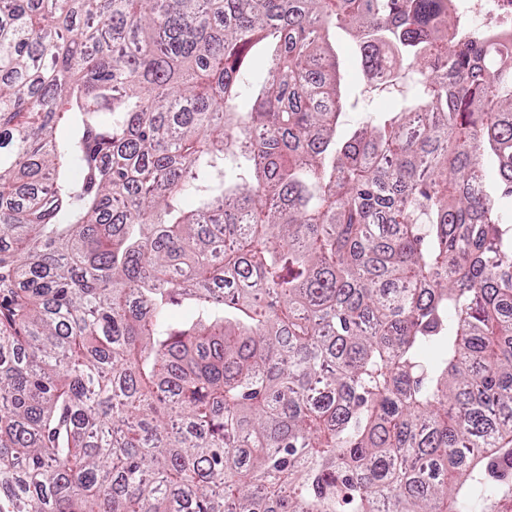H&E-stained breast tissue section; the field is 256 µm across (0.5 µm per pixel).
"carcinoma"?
Masks as SVG:
<instances>
[{
    "label": "carcinoma",
    "instance_id": "obj_1",
    "mask_svg": "<svg viewBox=\"0 0 512 512\" xmlns=\"http://www.w3.org/2000/svg\"><path fill=\"white\" fill-rule=\"evenodd\" d=\"M338 29L399 94L344 141ZM0 512H512V44L0 0Z\"/></svg>",
    "mask_w": 512,
    "mask_h": 512
}]
</instances>
